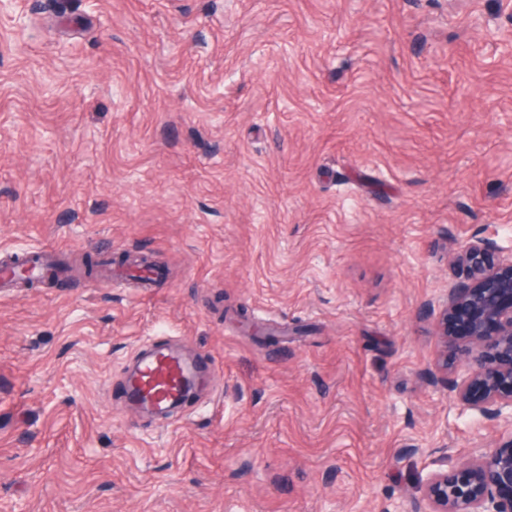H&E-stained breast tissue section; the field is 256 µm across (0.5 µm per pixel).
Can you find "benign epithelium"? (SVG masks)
Wrapping results in <instances>:
<instances>
[{
	"instance_id": "1",
	"label": "benign epithelium",
	"mask_w": 512,
	"mask_h": 512,
	"mask_svg": "<svg viewBox=\"0 0 512 512\" xmlns=\"http://www.w3.org/2000/svg\"><path fill=\"white\" fill-rule=\"evenodd\" d=\"M456 282L439 304L442 363L457 351L459 369L444 377L448 398L503 425L509 440L478 448L466 462L445 455L426 482L425 507L394 512H512V254L485 239L465 241L451 262Z\"/></svg>"
}]
</instances>
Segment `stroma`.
<instances>
[{
	"mask_svg": "<svg viewBox=\"0 0 512 512\" xmlns=\"http://www.w3.org/2000/svg\"><path fill=\"white\" fill-rule=\"evenodd\" d=\"M512 250V0H8L0 257L166 263L0 292V512H384L506 441L428 373L472 237ZM173 336L190 416L118 381Z\"/></svg>",
	"mask_w": 512,
	"mask_h": 512,
	"instance_id": "stroma-1",
	"label": "stroma"
}]
</instances>
